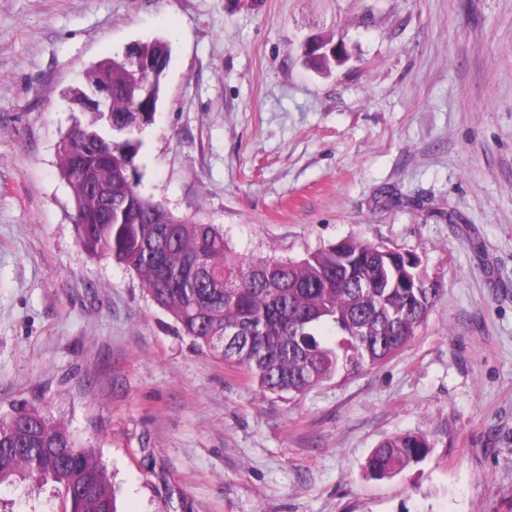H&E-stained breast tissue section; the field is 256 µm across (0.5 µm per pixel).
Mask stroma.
I'll return each instance as SVG.
<instances>
[{"label": "stroma", "mask_w": 512, "mask_h": 512, "mask_svg": "<svg viewBox=\"0 0 512 512\" xmlns=\"http://www.w3.org/2000/svg\"><path fill=\"white\" fill-rule=\"evenodd\" d=\"M333 32L349 60L306 63ZM155 40L142 191L243 258L416 254L441 291L401 353L265 397L80 250L69 97ZM18 400L99 448L119 512H512V0H0V413ZM405 432L426 458L370 478ZM430 443L419 432H406L382 441L366 462V470L374 478H391L408 466L418 463L429 452Z\"/></svg>", "instance_id": "1"}]
</instances>
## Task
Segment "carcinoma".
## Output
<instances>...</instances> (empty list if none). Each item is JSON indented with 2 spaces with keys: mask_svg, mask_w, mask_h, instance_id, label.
Here are the masks:
<instances>
[{
  "mask_svg": "<svg viewBox=\"0 0 512 512\" xmlns=\"http://www.w3.org/2000/svg\"><path fill=\"white\" fill-rule=\"evenodd\" d=\"M169 58L168 45H136L97 64L86 82L110 90L59 149V174L74 201L81 249L133 272L153 302L199 350L244 369L264 394L300 395L342 370L397 355L439 295L420 259L347 238L294 260H242L215 224L173 215L139 189L129 150L153 124L163 69L143 79L137 62ZM141 112L136 113L134 109ZM112 115V161L95 124ZM335 330L325 343L319 330ZM229 329L237 340L224 343ZM430 443L419 432L382 441L366 462L375 478L418 463ZM47 494L44 512H118L112 476L97 449L37 407L16 401L0 416V486Z\"/></svg>",
  "mask_w": 512,
  "mask_h": 512,
  "instance_id": "obj_1",
  "label": "carcinoma"
}]
</instances>
